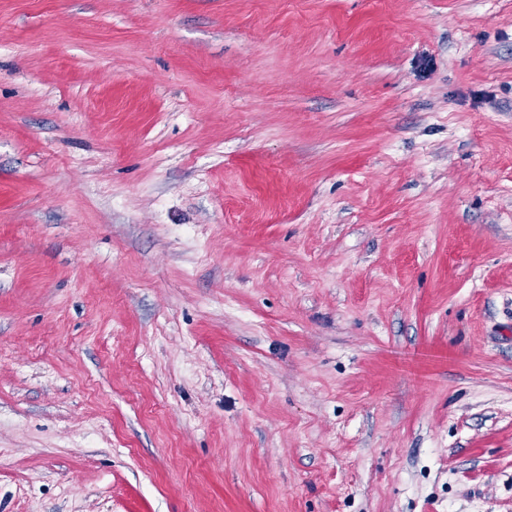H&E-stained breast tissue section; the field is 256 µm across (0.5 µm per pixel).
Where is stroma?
<instances>
[{
  "mask_svg": "<svg viewBox=\"0 0 512 512\" xmlns=\"http://www.w3.org/2000/svg\"><path fill=\"white\" fill-rule=\"evenodd\" d=\"M0 512H512V0H0Z\"/></svg>",
  "mask_w": 512,
  "mask_h": 512,
  "instance_id": "1",
  "label": "stroma"
}]
</instances>
